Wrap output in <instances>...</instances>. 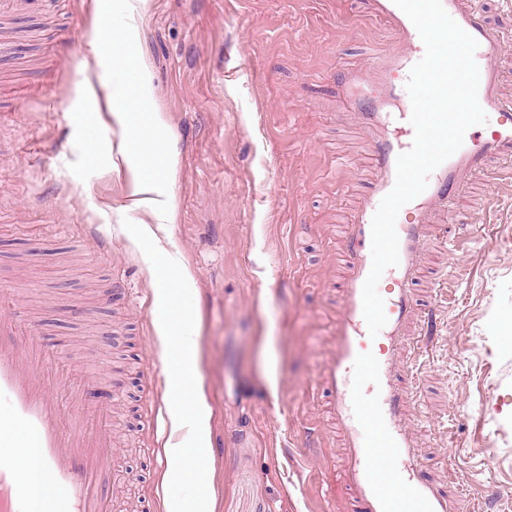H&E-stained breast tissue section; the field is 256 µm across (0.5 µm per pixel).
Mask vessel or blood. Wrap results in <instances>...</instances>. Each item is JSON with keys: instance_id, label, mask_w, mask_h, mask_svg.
I'll list each match as a JSON object with an SVG mask.
<instances>
[{"instance_id": "obj_1", "label": "vessel or blood", "mask_w": 512, "mask_h": 512, "mask_svg": "<svg viewBox=\"0 0 512 512\" xmlns=\"http://www.w3.org/2000/svg\"><path fill=\"white\" fill-rule=\"evenodd\" d=\"M382 19L401 34V45L375 57L389 95L401 82L424 44L408 17L392 0H377ZM446 12L478 42L476 59L483 110L496 112L493 126L466 132L462 147L436 168L424 192L412 201L410 217L397 225L399 263L388 268L391 281L384 298L385 326L370 336L363 315L362 291L371 270V225L382 199L396 182V161L410 149L411 123L387 135L390 115L366 112L367 126L384 130L374 147L377 179L345 235L350 276L343 287L344 310L335 349L324 364L320 387L329 394L326 415L338 422L345 442L344 486L358 512H457L433 481L417 472L419 448L405 423L407 393L397 384L399 362L407 350L402 328L414 311L413 281L423 245L421 227L430 208L448 204L465 177L484 175L491 160L512 161V105L495 96L497 63L505 52L504 36H494L463 0H442ZM31 325L12 289L0 285V512H31L28 489L32 474L23 451L36 448L46 475L59 494L49 512H112L106 486L118 482L120 463L110 460L108 435L88 432L73 402L61 401L45 378L47 354L30 341ZM390 470L381 472L378 457Z\"/></svg>"}]
</instances>
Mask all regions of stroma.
I'll list each match as a JSON object with an SVG mask.
<instances>
[{"label": "stroma", "mask_w": 512, "mask_h": 512, "mask_svg": "<svg viewBox=\"0 0 512 512\" xmlns=\"http://www.w3.org/2000/svg\"><path fill=\"white\" fill-rule=\"evenodd\" d=\"M27 0L0 14V279L31 283L29 320L56 393L83 398L123 462L121 512H154L168 469V379L154 272L123 219L178 254L199 327L215 512H322L341 455L316 386L342 317V236L376 178L372 131L343 76L398 32L363 0ZM148 80L143 106L174 165L168 223L137 205L106 85ZM95 153H86L85 143ZM399 381L418 468L465 512H512V169L433 210ZM498 452L486 470L480 449Z\"/></svg>", "instance_id": "stroma-1"}]
</instances>
